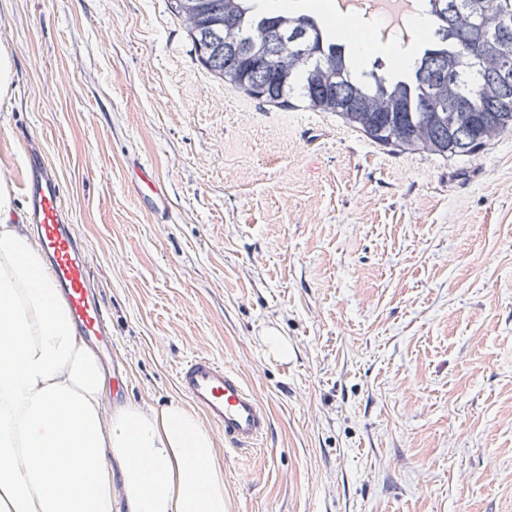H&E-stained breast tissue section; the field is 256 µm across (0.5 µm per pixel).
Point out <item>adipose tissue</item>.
<instances>
[{
	"label": "adipose tissue",
	"mask_w": 512,
	"mask_h": 512,
	"mask_svg": "<svg viewBox=\"0 0 512 512\" xmlns=\"http://www.w3.org/2000/svg\"><path fill=\"white\" fill-rule=\"evenodd\" d=\"M0 185V512H226L198 415L103 406L98 357L74 328Z\"/></svg>",
	"instance_id": "adipose-tissue-1"
}]
</instances>
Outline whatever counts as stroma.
Returning <instances> with one entry per match:
<instances>
[{
  "mask_svg": "<svg viewBox=\"0 0 512 512\" xmlns=\"http://www.w3.org/2000/svg\"><path fill=\"white\" fill-rule=\"evenodd\" d=\"M1 50L0 178L22 211L27 129L96 257L127 403L182 401L206 354L269 408L257 449L215 439L228 512H512V134L441 158L259 102L171 0H0ZM134 166L140 172V180L144 188H140L141 201L147 208L159 214L162 222H168L171 213L162 187L155 181L151 170L145 164L134 160Z\"/></svg>",
  "mask_w": 512,
  "mask_h": 512,
  "instance_id": "obj_1",
  "label": "stroma"
}]
</instances>
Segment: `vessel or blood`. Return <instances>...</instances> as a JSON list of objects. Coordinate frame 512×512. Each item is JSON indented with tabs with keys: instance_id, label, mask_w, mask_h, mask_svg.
Segmentation results:
<instances>
[{
	"instance_id": "obj_1",
	"label": "vessel or blood",
	"mask_w": 512,
	"mask_h": 512,
	"mask_svg": "<svg viewBox=\"0 0 512 512\" xmlns=\"http://www.w3.org/2000/svg\"><path fill=\"white\" fill-rule=\"evenodd\" d=\"M24 173L20 190L26 200L23 223L33 225L44 254L79 330L104 358L112 356V338L106 332L105 312L88 288L92 254L86 252L66 207L61 180L43 156L41 147L23 139ZM142 202L169 221L171 213L163 189L145 164H138ZM180 391L223 434L235 451H251L264 438L270 416L258 396L239 374L206 355H197L177 372Z\"/></svg>"
}]
</instances>
